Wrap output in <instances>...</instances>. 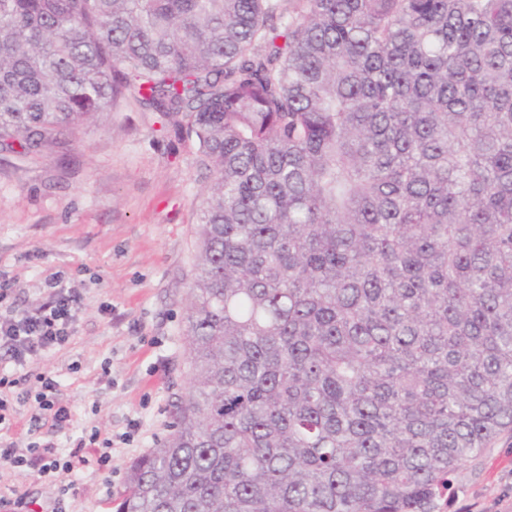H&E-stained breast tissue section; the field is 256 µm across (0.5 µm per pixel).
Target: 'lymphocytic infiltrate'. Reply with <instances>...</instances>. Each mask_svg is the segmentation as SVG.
<instances>
[{"mask_svg": "<svg viewBox=\"0 0 512 512\" xmlns=\"http://www.w3.org/2000/svg\"><path fill=\"white\" fill-rule=\"evenodd\" d=\"M44 290V302L32 309L23 308L13 302L8 280L0 279V348L8 352L7 358L0 360V388L36 379L37 389L23 391L22 398L30 405L33 417L60 427L71 421V412L57 399L59 382L55 371L39 369L38 363L43 352L60 351L69 344L82 310V298L79 293L62 288L54 278L45 280ZM91 464L111 466V439L91 434L80 439L66 455L59 453L49 440L23 450L12 443L0 446L1 469L29 472L57 485L59 495L52 512H66L65 500L77 490L76 472Z\"/></svg>", "mask_w": 512, "mask_h": 512, "instance_id": "1", "label": "lymphocytic infiltrate"}]
</instances>
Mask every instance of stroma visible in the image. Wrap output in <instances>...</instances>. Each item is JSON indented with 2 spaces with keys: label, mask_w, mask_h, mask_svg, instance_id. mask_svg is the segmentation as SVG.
Masks as SVG:
<instances>
[{
  "label": "stroma",
  "mask_w": 512,
  "mask_h": 512,
  "mask_svg": "<svg viewBox=\"0 0 512 512\" xmlns=\"http://www.w3.org/2000/svg\"><path fill=\"white\" fill-rule=\"evenodd\" d=\"M206 183L195 145L174 141L158 113L132 101L67 136L61 153L0 151V273L21 305L41 303L56 274L83 302L70 344L42 359L73 424L34 421L17 388H6L10 425L0 441L51 440L65 451L94 431L112 441L111 468L78 471L68 512H113L129 464L167 438L173 406L190 389L184 325ZM132 421L138 431L122 440ZM451 483L436 512H512V434L460 465ZM21 493L51 512L53 485L0 470V495Z\"/></svg>",
  "instance_id": "35a3bbf8"
}]
</instances>
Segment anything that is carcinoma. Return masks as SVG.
Wrapping results in <instances>:
<instances>
[{
  "label": "carcinoma",
  "instance_id": "obj_1",
  "mask_svg": "<svg viewBox=\"0 0 512 512\" xmlns=\"http://www.w3.org/2000/svg\"><path fill=\"white\" fill-rule=\"evenodd\" d=\"M125 98L210 183L115 512H434L512 432V0H0L1 150Z\"/></svg>",
  "mask_w": 512,
  "mask_h": 512
}]
</instances>
